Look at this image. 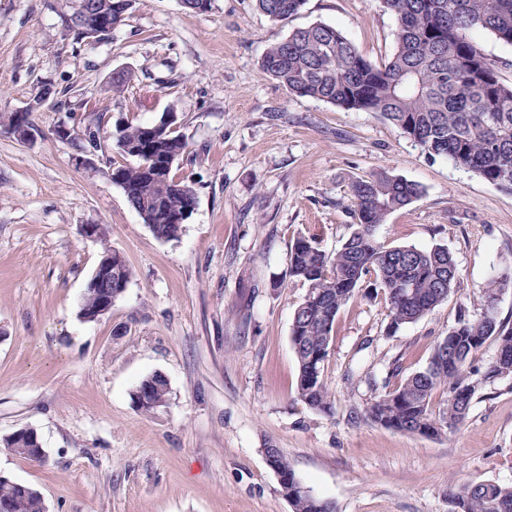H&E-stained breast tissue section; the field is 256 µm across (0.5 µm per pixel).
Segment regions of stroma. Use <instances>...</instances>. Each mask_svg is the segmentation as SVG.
<instances>
[{
	"label": "stroma",
	"instance_id": "1",
	"mask_svg": "<svg viewBox=\"0 0 512 512\" xmlns=\"http://www.w3.org/2000/svg\"><path fill=\"white\" fill-rule=\"evenodd\" d=\"M67 0H0V114L42 87L40 135L0 126V475L30 485L48 512H292L264 451L336 512H449V488L512 485V380L475 396L452 434H405L371 421L367 385L349 371L423 369L461 299L512 268V192L453 160L427 158L380 113L289 95L260 68L267 47L316 22L339 28L375 64L397 22L379 0H306L271 21L254 0H138L109 40L72 44ZM124 72L123 92L112 75ZM30 109V108H29ZM175 111L188 143L173 165L196 206L177 237L158 239L107 174L80 165L58 138L114 120L152 123ZM383 168L422 197L377 229L389 246L444 244L460 274L427 318L387 333L383 299L339 313L323 380L332 414L297 396L292 313L307 288L288 276L301 235L336 251L354 222L352 181ZM104 224L133 271L101 319L78 317L101 253L81 233ZM169 384L147 414L133 401L152 374ZM37 431L45 456L7 448Z\"/></svg>",
	"mask_w": 512,
	"mask_h": 512
}]
</instances>
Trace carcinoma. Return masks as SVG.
Segmentation results:
<instances>
[{
    "label": "carcinoma",
    "instance_id": "carcinoma-1",
    "mask_svg": "<svg viewBox=\"0 0 512 512\" xmlns=\"http://www.w3.org/2000/svg\"><path fill=\"white\" fill-rule=\"evenodd\" d=\"M73 0L66 20L75 44L80 4ZM275 22L297 15L306 0H254ZM397 20L395 48L387 62L376 65L359 52L341 30L315 23L292 30L272 43L261 69L296 97L323 101L344 110L378 112L431 158L446 157L487 182L512 191V85L503 83L496 65L468 37L483 30L512 46V0H381ZM76 134L81 151H101L99 124ZM111 146L132 163L109 162L112 182L154 235L175 237L178 217L193 211L196 197L189 184L171 175L174 162L188 148L171 124L120 120ZM353 231L339 249L327 253L313 236L296 238L290 248L289 277L306 285L307 293L292 315L291 344L297 364V394L311 409L329 414L332 404L322 372L333 342L340 310L361 296H384L388 331L429 316L455 292L456 260L442 244L419 248L388 246L378 241L377 227L387 216L423 195L422 187L380 170L350 185ZM109 231L99 227L96 241L112 257V298L126 288L132 271L119 253L106 245ZM512 286V269L498 273L469 302L460 304L456 323L434 342L426 366L390 387L400 372L399 359L385 373L365 375L373 399L368 417L395 431L441 436L465 421L473 398L487 386L512 379V326L498 320L496 300ZM101 291L86 285L79 317L99 308ZM495 356L484 365L477 359L487 342ZM444 395L434 409L436 394ZM167 380L153 374L133 393L137 406L152 411L166 402ZM451 512H512V486L482 482L448 492ZM8 512H40L32 499L9 481H0V505ZM293 512H335L332 503L312 493L298 494Z\"/></svg>",
    "mask_w": 512,
    "mask_h": 512
}]
</instances>
